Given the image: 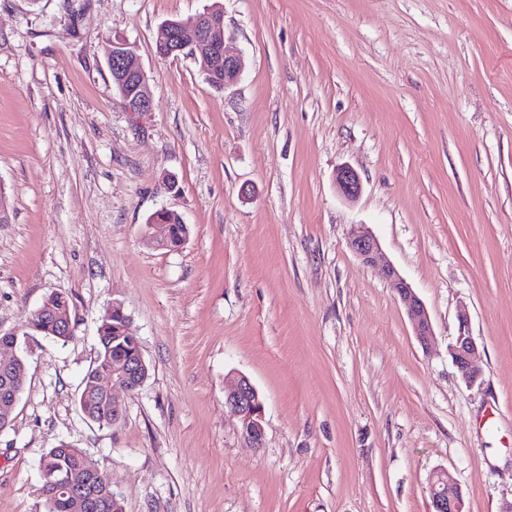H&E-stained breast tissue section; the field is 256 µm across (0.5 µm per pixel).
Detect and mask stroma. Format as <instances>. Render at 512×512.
<instances>
[{
    "label": "stroma",
    "mask_w": 512,
    "mask_h": 512,
    "mask_svg": "<svg viewBox=\"0 0 512 512\" xmlns=\"http://www.w3.org/2000/svg\"><path fill=\"white\" fill-rule=\"evenodd\" d=\"M207 9L245 60L222 92L156 54L161 22ZM116 37L152 111L116 97ZM0 197V330L52 292L73 326L28 339L0 512H44L39 462L62 442L124 512H429L440 468L466 512L512 498V0H0ZM163 207L181 250L154 244ZM357 227L380 266L351 251ZM115 301L149 372L102 427L77 399ZM463 315L472 385L448 353ZM237 372L264 402L259 447L224 405ZM336 186L341 195L348 200L355 199L362 187L357 172L349 166H343L337 170ZM154 214H155V212L149 217L148 223L150 221L151 222H150V224H148V226L151 227L153 225H163L165 228V232H166L165 237L160 241V246H162L164 248H168L170 250H176V249H179L181 246H183L186 243L189 236L183 237L179 241L177 246H175V247L173 246V239H174V241L178 240L180 238V235L183 234V232H184L182 224H184V225H186V224L184 223L182 217L178 213H176L172 210H169L167 208H162V209L158 210L157 215L155 217H154ZM160 214L165 215V218H160L159 217ZM170 216L175 217L177 219V221L179 222V224L173 225V239H172V231H171L172 224H170L168 222V219ZM383 276L389 288H391L392 292L407 309L412 319L415 336L422 344H428L434 332L430 315L424 303L395 267L390 265L386 266Z\"/></svg>",
    "instance_id": "stroma-1"
}]
</instances>
